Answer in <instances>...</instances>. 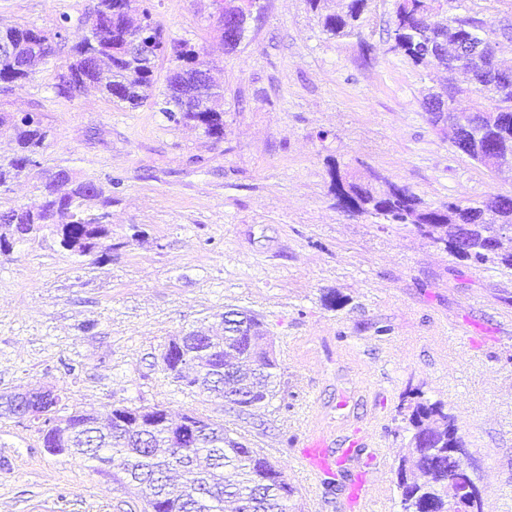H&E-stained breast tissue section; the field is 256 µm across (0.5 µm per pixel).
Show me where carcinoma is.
<instances>
[{"mask_svg": "<svg viewBox=\"0 0 512 512\" xmlns=\"http://www.w3.org/2000/svg\"><path fill=\"white\" fill-rule=\"evenodd\" d=\"M318 17L320 30L328 38L343 40L361 37L362 19L370 0H338L330 11L326 0H305ZM453 0H396L389 51L416 66L435 61L448 72V84L428 88L423 96L425 112L429 104L445 97L448 109L456 108V97L470 102L469 110L480 113L468 126L463 150L471 160L500 177L493 159L512 157V71L492 78L475 59H445L449 48L484 33L497 44L498 29L487 25L469 11L448 13ZM260 0H219L218 18L235 19L239 39L224 42L235 50L244 39L248 20L261 12ZM95 21L84 19L81 33L70 56L59 66L55 92L74 98L93 87L121 108L136 109L146 104L160 105V111L175 123H194L209 138L224 131V91L216 85L192 82L204 68L198 52L183 42L167 45L162 30L152 21L150 9L141 0H98ZM62 25L54 33L33 27L0 28V44L11 47L0 57V94L28 80L55 56ZM146 37L153 52L134 54L130 45ZM172 51L165 91L156 93V61ZM14 131L16 149L11 158L0 159V194L10 191L13 182L31 174L34 161L46 147L51 129L39 115L30 120L0 111V126ZM380 177L373 174L363 183L347 171L335 167L332 188L338 190L336 206L351 215L367 216L378 224H398L441 243L458 261L491 264L512 272V236L501 237L497 228L512 226V202L491 195L481 200L452 201L442 207L425 204L405 184L385 182L373 186ZM37 198L30 205L0 211L5 232L0 240L11 245L15 237L47 233L60 246L84 257L112 256V224L109 223L112 197L89 180H80L67 167L40 177ZM469 224V250L456 244L457 227ZM248 323L241 329L224 326L222 336L186 334L185 350L176 346L162 355V371L184 390L209 397L228 398L240 404L238 412L260 408L275 397L278 363L265 348V325L255 314L244 312ZM408 406L407 422L411 438L400 457L397 473L411 469L417 477L398 480L403 512H448V495L476 480L470 472L455 474L448 484V449L464 447L455 418L441 401H431L414 393ZM162 420L168 417L159 405L117 404L104 412L74 411L62 416L43 435V445L56 455L96 461L100 471L112 480L134 487L144 510L154 512H289L294 489L288 478L267 455L248 446L224 425L209 418L186 413L183 418L200 424V431L186 449L169 443L165 426L120 427L112 413Z\"/></svg>", "mask_w": 512, "mask_h": 512, "instance_id": "obj_1", "label": "carcinoma"}]
</instances>
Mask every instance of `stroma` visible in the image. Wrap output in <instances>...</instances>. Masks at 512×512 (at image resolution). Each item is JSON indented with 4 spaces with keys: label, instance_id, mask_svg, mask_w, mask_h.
Masks as SVG:
<instances>
[{
    "label": "stroma",
    "instance_id": "1",
    "mask_svg": "<svg viewBox=\"0 0 512 512\" xmlns=\"http://www.w3.org/2000/svg\"><path fill=\"white\" fill-rule=\"evenodd\" d=\"M97 0H0V26L77 28ZM225 53L215 0H146L166 39L188 43L224 88V136L129 110L91 92L69 100L45 67L0 98L53 129L44 169L66 166L112 196L108 260L52 237L0 255V391L52 386L69 410L115 403L196 413L260 449L301 512H349L299 454L312 431L353 432L374 512H402L396 466L409 392L447 403L484 512H512V276L457 262L394 224L351 217L330 192L332 163L411 186L424 202L512 193L452 147L422 106L435 70L389 53L395 0H371L361 39H326L305 0H261ZM346 301L326 307L327 295ZM255 313L279 361L275 398L246 415L179 389L162 372L170 339L223 333ZM346 409H339L341 399ZM139 495L89 463L50 455L37 426L0 418V512H142Z\"/></svg>",
    "mask_w": 512,
    "mask_h": 512
}]
</instances>
